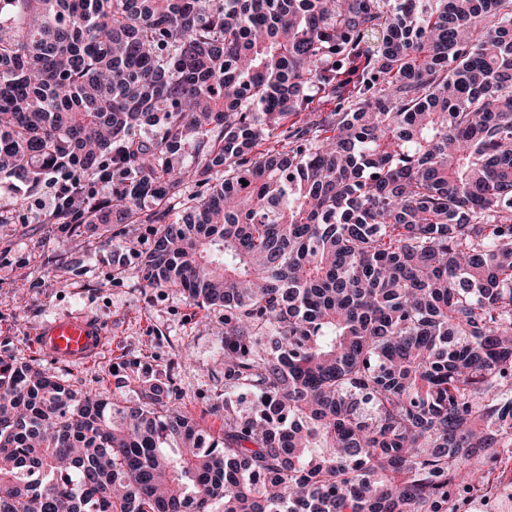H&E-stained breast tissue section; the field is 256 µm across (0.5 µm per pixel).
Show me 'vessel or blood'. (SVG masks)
Returning <instances> with one entry per match:
<instances>
[{
	"label": "vessel or blood",
	"mask_w": 512,
	"mask_h": 512,
	"mask_svg": "<svg viewBox=\"0 0 512 512\" xmlns=\"http://www.w3.org/2000/svg\"><path fill=\"white\" fill-rule=\"evenodd\" d=\"M35 344L48 359L86 364L103 351L106 333L99 321L85 314H59L37 327Z\"/></svg>",
	"instance_id": "vessel-or-blood-1"
}]
</instances>
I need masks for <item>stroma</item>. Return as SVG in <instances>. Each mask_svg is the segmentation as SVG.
I'll use <instances>...</instances> for the list:
<instances>
[{
	"instance_id": "35a3bbf8",
	"label": "stroma",
	"mask_w": 512,
	"mask_h": 512,
	"mask_svg": "<svg viewBox=\"0 0 512 512\" xmlns=\"http://www.w3.org/2000/svg\"><path fill=\"white\" fill-rule=\"evenodd\" d=\"M103 225L83 226L76 249L57 225L0 224V352L35 364L88 392H112V367L136 358L170 373L173 410L210 434L224 429V311L202 308L174 289L145 287L140 256L147 228H124V267L112 271ZM81 312L101 321L107 349L81 365L42 357L33 333L45 318Z\"/></svg>"
}]
</instances>
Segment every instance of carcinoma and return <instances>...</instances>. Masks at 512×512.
I'll use <instances>...</instances> for the list:
<instances>
[{
  "label": "carcinoma",
  "mask_w": 512,
  "mask_h": 512,
  "mask_svg": "<svg viewBox=\"0 0 512 512\" xmlns=\"http://www.w3.org/2000/svg\"><path fill=\"white\" fill-rule=\"evenodd\" d=\"M0 175L72 179L82 204L46 223L145 224L146 287L224 308L217 437L140 360L112 367L130 399L0 354V512H460L455 491L499 490L512 0H0Z\"/></svg>",
  "instance_id": "carcinoma-1"
}]
</instances>
